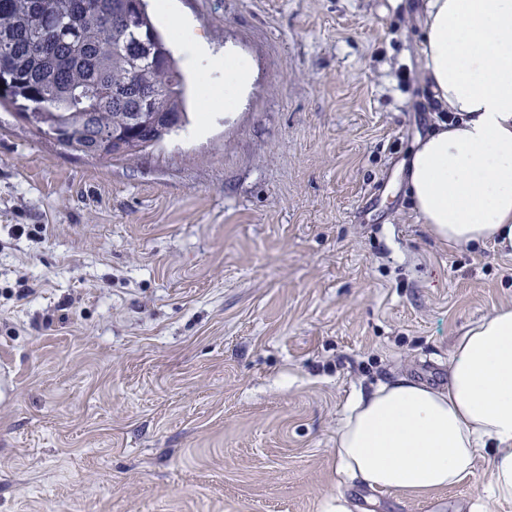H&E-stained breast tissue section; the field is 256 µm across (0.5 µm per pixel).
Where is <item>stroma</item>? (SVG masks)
<instances>
[{
	"instance_id": "35a3bbf8",
	"label": "stroma",
	"mask_w": 512,
	"mask_h": 512,
	"mask_svg": "<svg viewBox=\"0 0 512 512\" xmlns=\"http://www.w3.org/2000/svg\"><path fill=\"white\" fill-rule=\"evenodd\" d=\"M423 3L174 0L170 47L236 48L249 92L210 111L223 72L184 69L187 124L132 159L0 108V512H512L484 458L427 495L336 462L354 395L447 386L512 305V250L448 249L407 193Z\"/></svg>"
}]
</instances>
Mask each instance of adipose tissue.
I'll return each instance as SVG.
<instances>
[{"label":"adipose tissue","instance_id":"adipose-tissue-1","mask_svg":"<svg viewBox=\"0 0 512 512\" xmlns=\"http://www.w3.org/2000/svg\"><path fill=\"white\" fill-rule=\"evenodd\" d=\"M424 77L457 121L417 139L405 181L419 219L452 248L512 246V0H427ZM491 454L512 500V305L456 339L447 388L400 376L348 404L340 470L372 489L448 488Z\"/></svg>","mask_w":512,"mask_h":512}]
</instances>
